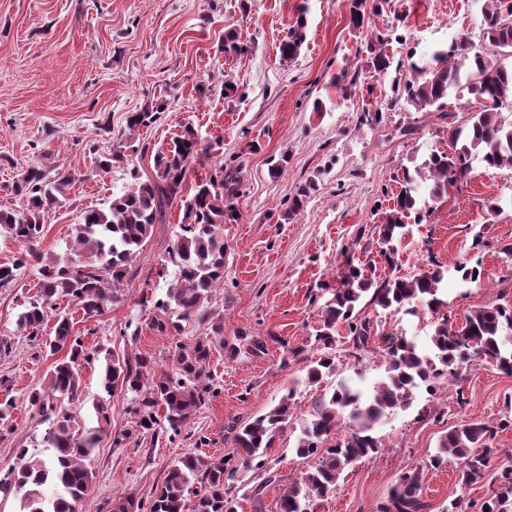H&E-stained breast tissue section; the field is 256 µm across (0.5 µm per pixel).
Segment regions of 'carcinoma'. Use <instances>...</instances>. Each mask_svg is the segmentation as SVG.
Returning a JSON list of instances; mask_svg holds the SVG:
<instances>
[{
    "label": "carcinoma",
    "mask_w": 512,
    "mask_h": 512,
    "mask_svg": "<svg viewBox=\"0 0 512 512\" xmlns=\"http://www.w3.org/2000/svg\"><path fill=\"white\" fill-rule=\"evenodd\" d=\"M484 12L483 40L475 48L455 37L448 47L435 53L437 65L427 77L403 86L406 101L421 112H444L448 97L465 92L472 108L469 123L450 129V152H431L415 172L421 181L431 182L429 197L436 201L469 178L473 160L487 169L512 168V123L505 124L501 112L512 108V65L505 63L502 50L512 49V0H490ZM303 43L301 28L288 33L280 46L285 60L294 59ZM202 152L201 140L192 127L184 128L172 146L155 154L154 173L141 179L131 172L132 182L112 198L108 209L81 214L73 225V257L54 259L39 269L37 293L17 317L18 327L36 338L56 301L69 298L84 316L100 315L108 303L120 299L121 285L131 262L138 256L156 224L166 223L167 210L184 200V223L167 251L175 267L174 282L165 296L144 293L141 304L160 312L153 327L161 333L181 335L182 322L199 314L212 292L224 282V225L237 220L232 198L238 190L237 175L230 171L212 175L183 199V184L190 162ZM72 174L46 179L31 168L22 176L15 192L22 199L17 210L0 209V228L22 244V251L9 265H0V288L12 284L17 272L33 256L32 246L43 232L42 213L63 204L65 187ZM406 187L380 224V254L390 267L396 266L397 241L406 221L422 218L428 201H419L413 177L405 176ZM168 264V265H170ZM163 263L152 272L168 275ZM448 270L430 263L408 277L389 276L382 280L344 256L337 273L336 288L321 306L322 327L315 335L318 355L308 358L304 382L321 387L336 375V329L348 327L351 356L382 352L381 373L372 385L362 388L345 379L321 394L300 427L294 444L297 456L310 462L308 470L284 490L280 512H315L318 501L336 490L340 477L356 463L382 450L374 436L375 425L398 409H407L420 390L433 396L449 381H459L473 363H485L512 375V348L504 337L512 335V307L502 304L470 311L464 322L454 323L441 313L447 301L441 285ZM383 311L418 314L422 308L434 316L430 348L419 347L406 336L388 335L380 348L368 347L374 324L363 315L361 304ZM70 318L56 316L55 335L45 343L49 354L66 351L55 361L46 377L48 388L35 389L29 403L50 424L42 438L50 453L37 458L19 451V462L0 465V496L20 497L19 512H75V505L93 489L95 472L89 465L100 433L112 426L106 404L95 406L98 429L78 433L68 405L79 398L80 370L101 362V385L107 394L120 389L132 394L137 427L150 439L181 433L193 420L212 391L206 383L210 339L204 336L194 345L179 347L172 370L158 369L144 357H120L108 352L100 358L86 352L72 334ZM295 388L288 389L277 405L235 433V450L227 457L187 454L167 466L161 485L150 499L131 494L118 495L108 503L109 512H233L231 493L238 473L251 468L266 469V482L277 475L267 469L266 449L294 418ZM163 415H157V409ZM512 425L505 416L493 426L482 421H462L448 429L439 440L429 465L439 468L452 461L457 465L459 483L488 484V496L478 512H512V464H493L492 443L498 430ZM344 438L338 439L339 430ZM423 469L402 473L379 512H426L428 503L420 496ZM194 501H189V497Z\"/></svg>",
    "instance_id": "obj_1"
}]
</instances>
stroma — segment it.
Segmentation results:
<instances>
[{
    "label": "stroma",
    "instance_id": "obj_1",
    "mask_svg": "<svg viewBox=\"0 0 512 512\" xmlns=\"http://www.w3.org/2000/svg\"><path fill=\"white\" fill-rule=\"evenodd\" d=\"M459 2L456 11L448 0H388L356 29L351 0H0V208H20L14 186L29 168L74 177L66 206L43 213L36 259L13 285L0 288V402L13 404V426L0 433V464L16 463L21 448L45 453L49 424L28 395L54 362L39 342L53 336L55 320L44 321L35 341L16 325L37 292L40 258L64 254L82 211L106 207L131 171L152 174L154 154L186 125L205 147L189 167L186 192L221 167L239 176V219L224 227V283L205 317L185 321L182 335L164 336L151 328L153 309L139 304L146 287L162 296L169 286L147 273L179 230L178 201L168 223L156 225L143 245L119 301L90 319L65 299L58 310L87 352L142 355L167 369L176 345L210 336L207 371L216 393L175 439H127L124 431L135 426L130 396H105L98 370L82 369L72 406L76 427L95 428L94 406L103 400L112 430L94 450L96 484L76 512H107L124 492L148 499L167 465L196 448L216 457L232 453L237 427L271 409L304 376L303 360L290 352L300 347L305 357L314 355L318 287L335 280L341 251L372 263L380 278L412 275L432 260L451 270L479 267L480 283L452 282L445 292L446 311L458 321L480 306L512 304V258L502 252L512 246V169L475 164L467 185L432 203L421 223L408 224L396 268L378 254L381 217L400 192L404 171L447 149L449 127L470 117V107L455 96L440 114L416 111L392 92L395 83L420 79L434 67V52L452 38L465 34L481 43L487 0ZM300 18L305 40L295 59L282 60L279 43ZM230 35L238 50H225ZM378 39L391 61L382 72L367 50ZM378 106L382 119L363 121L364 110ZM143 111L157 113V121L129 131L128 116ZM105 156L113 159L107 173L96 165ZM273 158L284 162L276 177L269 173ZM311 182L315 191L289 214L293 197ZM491 199L500 202L493 214L486 208ZM128 325L137 335L125 334ZM380 330L423 346L432 317L385 314ZM259 338L261 350L253 346ZM425 408L432 417L421 418ZM511 408L512 375L469 367L462 384L385 417L376 428L383 450L346 471L317 512H376L400 475L418 467L428 512H449L458 500L483 501L484 483L461 486L453 464L433 469L428 462L451 426L496 422ZM295 436L286 429L269 449L279 479L260 498L245 491L263 482L264 471L240 473L237 512H279L283 489L309 467L292 450Z\"/></svg>",
    "mask_w": 512,
    "mask_h": 512
}]
</instances>
